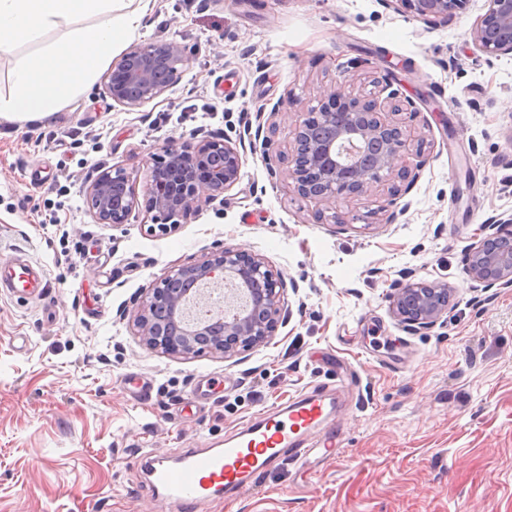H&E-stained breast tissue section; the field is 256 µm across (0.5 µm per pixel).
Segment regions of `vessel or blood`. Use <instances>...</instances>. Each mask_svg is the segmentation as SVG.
<instances>
[{
    "label": "vessel or blood",
    "mask_w": 512,
    "mask_h": 512,
    "mask_svg": "<svg viewBox=\"0 0 512 512\" xmlns=\"http://www.w3.org/2000/svg\"><path fill=\"white\" fill-rule=\"evenodd\" d=\"M47 286L48 275L40 263L24 260L0 268V293L16 300L37 298ZM333 411L332 393L298 395L274 412L248 420L222 446L188 448L175 458H148L149 484L157 496L188 512L224 492L249 489L257 475L279 462L319 465L338 444L333 429L326 425Z\"/></svg>",
    "instance_id": "1"
}]
</instances>
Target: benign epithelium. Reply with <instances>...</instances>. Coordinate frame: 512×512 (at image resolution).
Here are the masks:
<instances>
[{"mask_svg": "<svg viewBox=\"0 0 512 512\" xmlns=\"http://www.w3.org/2000/svg\"><path fill=\"white\" fill-rule=\"evenodd\" d=\"M405 11L424 21L464 8L466 0H398ZM488 9L471 30L484 54L512 56V0H487ZM184 63L175 42L149 43L124 52L105 75L112 100L138 107L160 97L176 83ZM367 95L342 94L336 86H321L306 117L295 121L288 148L289 176L294 191L331 212L334 224H347L342 200L360 197L389 183L387 206L396 205L395 180L418 174L429 161L422 141L395 119L415 111L386 80H371ZM244 154L227 138L205 137L195 143H170L148 167L146 192L153 213L150 230L166 232L179 219L231 190L240 178ZM89 213L97 224L128 223L137 204L130 179L101 172L87 189ZM488 231L471 247L467 275L486 289L512 287V249H491L488 243L512 233V217L487 224ZM234 284L247 295H225L236 311L218 325L204 326L184 316L191 286ZM284 281L265 260L240 248L221 246L207 259L180 266L147 289L134 315L141 341L172 358L205 351L232 358L268 342L284 310ZM452 289L440 281L397 283L390 295L394 317L420 332L447 318Z\"/></svg>", "mask_w": 512, "mask_h": 512, "instance_id": "7a95c632", "label": "benign epithelium"}]
</instances>
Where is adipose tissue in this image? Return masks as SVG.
<instances>
[{
	"instance_id": "adipose-tissue-1",
	"label": "adipose tissue",
	"mask_w": 512,
	"mask_h": 512,
	"mask_svg": "<svg viewBox=\"0 0 512 512\" xmlns=\"http://www.w3.org/2000/svg\"><path fill=\"white\" fill-rule=\"evenodd\" d=\"M151 0H0V52L15 44H36L13 70V92L0 97V116L29 121L53 114L86 91L115 46L139 27ZM83 14L98 23L68 32L51 43L44 35Z\"/></svg>"
}]
</instances>
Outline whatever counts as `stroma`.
Wrapping results in <instances>:
<instances>
[{"label":"stroma","instance_id":"35a3bbf8","mask_svg":"<svg viewBox=\"0 0 512 512\" xmlns=\"http://www.w3.org/2000/svg\"><path fill=\"white\" fill-rule=\"evenodd\" d=\"M486 10L468 0L426 22L396 0H153L112 55L177 42L181 77L160 97L117 104L99 74L48 117L0 118V262L29 256L49 279L41 301L0 295V512H165L142 455L223 440L341 372L337 459L283 464L199 512H512V288L466 273L482 226L512 215V58L474 46ZM393 64L418 109L397 120L429 162L396 206L376 190L342 201L351 224L331 223L288 177L295 119L317 87L366 93ZM281 100L286 115L271 116ZM258 119L269 143L246 148L223 201L149 231L151 157L238 141ZM104 170L133 181L127 224L89 214ZM222 245L283 275L289 319L228 361L148 348L130 317L145 288ZM406 277L448 284L446 323L414 333L393 316Z\"/></svg>","mask_w":512,"mask_h":512}]
</instances>
